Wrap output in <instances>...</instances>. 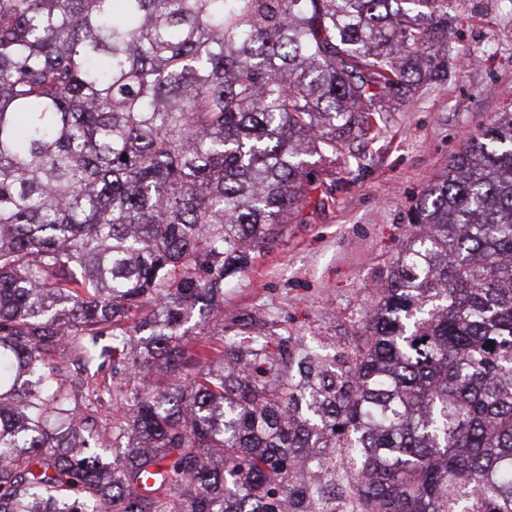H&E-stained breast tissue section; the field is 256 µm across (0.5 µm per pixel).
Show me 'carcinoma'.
Listing matches in <instances>:
<instances>
[{
	"label": "carcinoma",
	"instance_id": "1",
	"mask_svg": "<svg viewBox=\"0 0 512 512\" xmlns=\"http://www.w3.org/2000/svg\"><path fill=\"white\" fill-rule=\"evenodd\" d=\"M452 0H0V512H512V113L331 354L190 334ZM112 362L101 441L90 371Z\"/></svg>",
	"mask_w": 512,
	"mask_h": 512
}]
</instances>
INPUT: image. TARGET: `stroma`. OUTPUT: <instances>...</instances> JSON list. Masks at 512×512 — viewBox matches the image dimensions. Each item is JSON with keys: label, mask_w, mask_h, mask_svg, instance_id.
Segmentation results:
<instances>
[{"label": "stroma", "mask_w": 512, "mask_h": 512, "mask_svg": "<svg viewBox=\"0 0 512 512\" xmlns=\"http://www.w3.org/2000/svg\"><path fill=\"white\" fill-rule=\"evenodd\" d=\"M448 79L384 113L334 186L308 188L282 236L224 285L228 336L353 335L407 231V214L467 138L512 112V0H455Z\"/></svg>", "instance_id": "35a3bbf8"}]
</instances>
